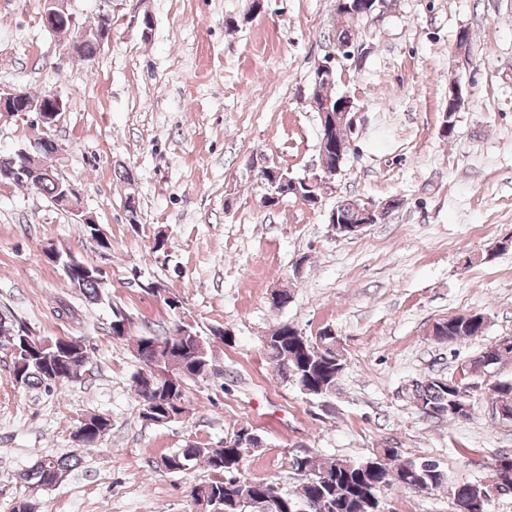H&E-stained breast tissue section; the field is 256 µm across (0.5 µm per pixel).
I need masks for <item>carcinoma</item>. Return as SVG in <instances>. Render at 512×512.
<instances>
[{"mask_svg":"<svg viewBox=\"0 0 512 512\" xmlns=\"http://www.w3.org/2000/svg\"><path fill=\"white\" fill-rule=\"evenodd\" d=\"M361 20L353 21L341 17L336 23L334 39L336 44H350L358 34ZM316 79L309 99L317 104L338 97L328 94L334 83L335 73L315 71ZM54 155L52 142L47 141L40 148L41 176L25 186L39 189L51 204H56L64 184L47 165L46 159ZM363 204L346 199L338 202L336 216L341 224L359 223ZM73 287L85 300L93 305L109 301L105 295L103 279L86 275ZM487 321L484 314L468 312L452 316L435 325L433 336L443 343L454 344L480 336ZM112 340L122 343L133 341V350L138 360L147 368L156 365L164 372L163 379L150 385L142 374L134 377L138 403L154 399L162 408L171 412L187 404V385L203 378L210 366L211 345L209 338L195 330L193 324L182 323L172 336L159 338L151 335L132 336L111 327ZM0 350L10 352L12 376L16 384L27 388L52 390L58 384L69 383L82 377L81 367L87 360V346L80 340H69L58 345V340L37 338L24 326L18 325L0 315ZM267 357L276 363L281 378L291 382L297 389L308 387L313 396L324 398L336 392L339 383L338 372L344 366L341 351L333 345V338L326 329L316 336H305L288 323L278 325L265 338ZM497 394L495 411L503 414V420L512 421V382H499L492 387ZM466 390L451 391L439 377H429L412 385L413 403L431 408L429 417L435 419L463 418L468 415L465 406ZM241 430L224 438V447L191 443L161 457L157 467L169 472L180 473L188 470L194 460L202 461L213 474V479L195 486L191 491L192 502L206 512H239L235 501L247 500V512H276L272 506V482L252 478L244 469L251 449L242 445ZM398 450L386 447L380 453L361 461H347L334 457L320 462L303 455L291 458V469L303 474L302 484L294 489H283L287 508L281 512H373L371 500L388 493L394 488L416 490L427 486L435 491L446 484V477L439 463L431 460L423 465L421 461H398ZM79 463L73 455L43 456L23 474L24 479L34 480L42 487L62 480ZM512 472V454L499 456L490 482L475 481L458 483L450 487L453 502L470 501L481 495L492 499L491 492L500 490L499 480L503 471Z\"/></svg>","mask_w":512,"mask_h":512,"instance_id":"obj_1","label":"carcinoma"}]
</instances>
